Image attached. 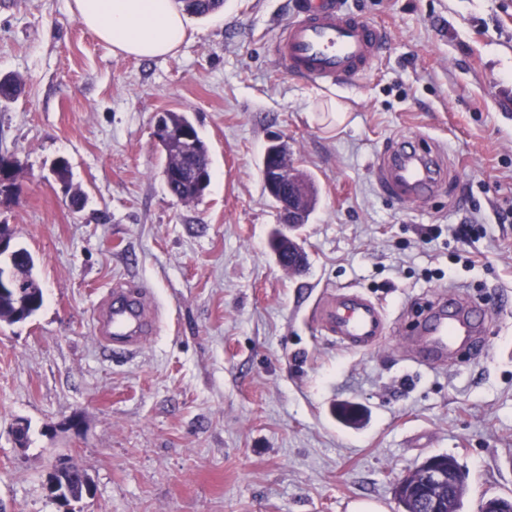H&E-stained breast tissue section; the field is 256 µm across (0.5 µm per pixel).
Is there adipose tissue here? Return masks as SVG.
<instances>
[{
    "instance_id": "1",
    "label": "adipose tissue",
    "mask_w": 512,
    "mask_h": 512,
    "mask_svg": "<svg viewBox=\"0 0 512 512\" xmlns=\"http://www.w3.org/2000/svg\"><path fill=\"white\" fill-rule=\"evenodd\" d=\"M79 21L116 53L135 58L174 54L187 37L174 0H71Z\"/></svg>"
}]
</instances>
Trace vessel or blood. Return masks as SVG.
<instances>
[{"mask_svg":"<svg viewBox=\"0 0 512 512\" xmlns=\"http://www.w3.org/2000/svg\"><path fill=\"white\" fill-rule=\"evenodd\" d=\"M383 41L379 26L341 13L334 0H305L277 39L274 56L281 69L314 83H351L369 71ZM375 172L386 194L402 200L430 195L446 175L434 150H390L380 155ZM147 296L143 288L113 285L94 316L104 344L133 352L153 334L157 315L149 310ZM317 313L337 341L354 350L377 346L388 328L383 310L354 291L338 294ZM487 322L484 306L463 303L457 287H449L414 324L419 344L413 356L429 367L445 365L460 346L485 332Z\"/></svg>","mask_w":512,"mask_h":512,"instance_id":"b4317fda","label":"vessel or blood"}]
</instances>
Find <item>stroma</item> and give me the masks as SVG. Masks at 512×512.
I'll return each mask as SVG.
<instances>
[{
	"label": "stroma",
	"mask_w": 512,
	"mask_h": 512,
	"mask_svg": "<svg viewBox=\"0 0 512 512\" xmlns=\"http://www.w3.org/2000/svg\"><path fill=\"white\" fill-rule=\"evenodd\" d=\"M68 2L0 0V77L24 87L0 103V154L22 185L0 195V224L44 294L26 321L0 323V512H402L398 482L437 454L466 474L461 512L512 497V0H339L386 32L343 86L276 65L297 0H224L158 59L113 54ZM168 110L209 147L195 202L161 174L153 131ZM403 135L439 146L436 195L380 192L373 165ZM274 136L318 193L293 274L269 246ZM119 281L147 286L159 312L133 353L93 321ZM451 285L486 307L487 334L474 354L419 365L406 331ZM344 289L387 313L376 348L347 349L317 319ZM66 454L93 492L64 505L46 482Z\"/></svg>",
	"instance_id": "1"
}]
</instances>
